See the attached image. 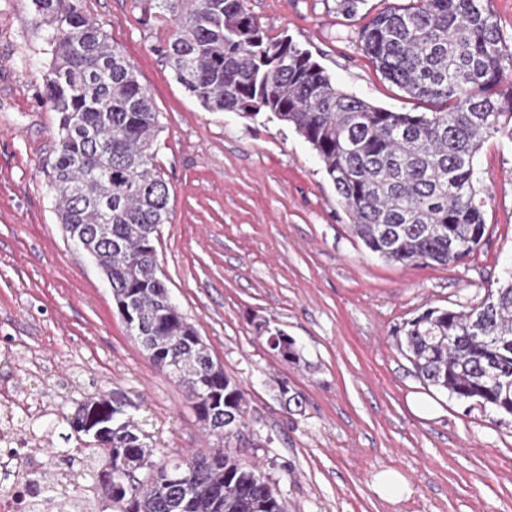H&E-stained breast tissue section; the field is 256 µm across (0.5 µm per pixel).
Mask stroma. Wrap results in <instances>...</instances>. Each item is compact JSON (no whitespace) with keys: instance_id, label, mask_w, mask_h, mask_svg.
Listing matches in <instances>:
<instances>
[{"instance_id":"1","label":"stroma","mask_w":512,"mask_h":512,"mask_svg":"<svg viewBox=\"0 0 512 512\" xmlns=\"http://www.w3.org/2000/svg\"><path fill=\"white\" fill-rule=\"evenodd\" d=\"M380 0L354 15L339 0H249L260 28L292 37L337 88L397 112H423L363 53L359 32ZM136 66L159 112L155 165L170 215L158 267L214 362L242 387L250 417L240 452L273 481L288 512H512V418L425 386L400 347L429 307L462 309L512 267V139H489L475 161L484 236L464 261L388 263L352 230L312 146L270 115L211 112L158 54L170 15L150 0H86ZM31 0H0V416L35 433L32 454L63 447L66 422L91 394L127 404L155 457L222 448L185 390L153 363L115 307L102 272L60 224L47 173L58 115L40 100L50 55ZM300 351L271 350L262 326ZM429 411L417 410L415 399ZM400 473L398 502L375 490ZM267 334V344L272 350H276L279 355L289 362H298L301 358L299 350L296 348L295 341L281 329L264 330Z\"/></svg>"}]
</instances>
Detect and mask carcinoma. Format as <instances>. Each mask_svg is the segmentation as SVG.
<instances>
[{
	"mask_svg": "<svg viewBox=\"0 0 512 512\" xmlns=\"http://www.w3.org/2000/svg\"><path fill=\"white\" fill-rule=\"evenodd\" d=\"M34 29L50 47L45 102L58 113L48 173L66 234L82 230L87 254L115 300L135 297L139 340L160 358L187 356L174 377L189 402L224 389V441L241 439L244 392L213 370L209 349L186 345L187 319L163 308L158 227L169 187L155 167L159 113L134 65L88 14L84 0H32ZM175 27L157 52L212 112L254 120L268 112L317 152L352 217L355 235L387 262L443 265L480 243L483 200L475 158L487 138L512 136V48L484 0H409L383 6L361 30L362 50L384 79L429 112H394L336 88L291 37H269L247 0H157ZM457 245L448 249V243ZM423 383L512 417V271L478 305L427 308L403 327ZM269 348L300 360L295 341L265 329ZM119 399L88 396L70 425L90 437L80 453L100 501L122 512H288L268 478L219 450L189 471L153 460L150 435Z\"/></svg>",
	"mask_w": 512,
	"mask_h": 512,
	"instance_id": "cac0c4a2",
	"label": "carcinoma"
}]
</instances>
